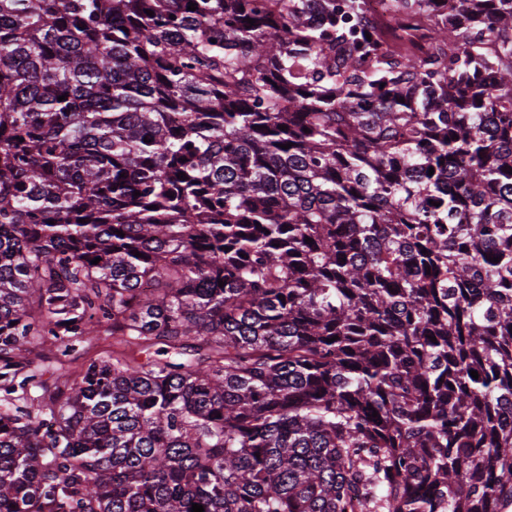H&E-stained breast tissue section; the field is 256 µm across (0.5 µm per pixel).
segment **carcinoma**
I'll return each instance as SVG.
<instances>
[{"instance_id": "carcinoma-1", "label": "carcinoma", "mask_w": 512, "mask_h": 512, "mask_svg": "<svg viewBox=\"0 0 512 512\" xmlns=\"http://www.w3.org/2000/svg\"><path fill=\"white\" fill-rule=\"evenodd\" d=\"M367 3L0 0V512H512V0Z\"/></svg>"}]
</instances>
